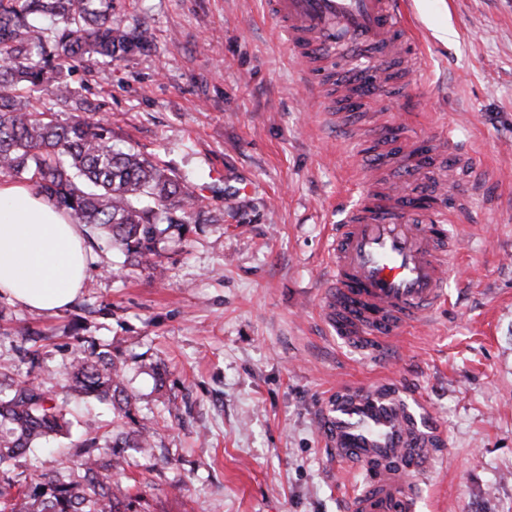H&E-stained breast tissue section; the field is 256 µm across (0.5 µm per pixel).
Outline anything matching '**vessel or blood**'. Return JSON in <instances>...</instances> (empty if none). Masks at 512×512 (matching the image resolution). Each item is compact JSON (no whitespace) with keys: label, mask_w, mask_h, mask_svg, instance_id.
<instances>
[{"label":"vessel or blood","mask_w":512,"mask_h":512,"mask_svg":"<svg viewBox=\"0 0 512 512\" xmlns=\"http://www.w3.org/2000/svg\"><path fill=\"white\" fill-rule=\"evenodd\" d=\"M267 12L301 64L305 85L319 91L321 58L345 40L347 55L376 54L382 64L401 59L414 66L403 0H266ZM364 72L342 68L341 99L364 102ZM375 161L364 175L360 204L337 225L329 245L331 288L324 312L338 336L362 350L379 351L402 328L422 322L447 298L446 211L416 214V202L386 177L389 169L423 167L433 159L448 173L438 184L457 212L467 210L476 183L472 154L452 137L425 142L393 134L373 116L366 130ZM390 380L344 383L318 420L320 434L337 459L365 479L350 500V512H415L410 477L422 473L446 442Z\"/></svg>","instance_id":"obj_1"}]
</instances>
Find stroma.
Listing matches in <instances>:
<instances>
[{
    "label": "stroma",
    "mask_w": 512,
    "mask_h": 512,
    "mask_svg": "<svg viewBox=\"0 0 512 512\" xmlns=\"http://www.w3.org/2000/svg\"><path fill=\"white\" fill-rule=\"evenodd\" d=\"M418 63L385 114L404 137L452 131L480 190L446 230L448 301L378 353L324 319L327 235L361 198L369 107L336 128L299 83L265 0H115L143 51L71 68L73 96L31 109L103 120L119 147L191 181L203 221L159 248L165 278L103 242L73 303L36 313L0 297V362L61 393L79 340L111 344L133 415L158 422L152 457L121 475L150 512H347L361 473L336 459L318 415L342 381L395 380L447 436L416 512H512V0H407ZM39 332L40 363L24 359ZM165 369L156 387L152 363ZM72 438L19 461L59 469L116 429L110 404H73Z\"/></svg>",
    "instance_id": "35a3bbf8"
}]
</instances>
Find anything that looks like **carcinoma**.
I'll return each instance as SVG.
<instances>
[{"label": "carcinoma", "instance_id": "1", "mask_svg": "<svg viewBox=\"0 0 512 512\" xmlns=\"http://www.w3.org/2000/svg\"><path fill=\"white\" fill-rule=\"evenodd\" d=\"M144 45L137 29L112 22V0H0V173L27 175L74 223L118 250L124 265L145 264L161 277L159 239L188 230L199 206L193 185L117 147L99 121L60 124L29 111L34 93L72 97L63 70L90 61L110 67ZM62 377L66 399L58 401L43 384L0 372V512H131L134 502L113 477L129 465L127 450L153 456L151 423L112 432L101 446L95 437L82 441L78 459L53 474L12 470L40 440L71 435L70 399L109 400L118 418L131 417L123 363L109 346L74 350Z\"/></svg>", "mask_w": 512, "mask_h": 512}]
</instances>
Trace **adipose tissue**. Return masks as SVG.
Masks as SVG:
<instances>
[{
    "instance_id": "obj_1",
    "label": "adipose tissue",
    "mask_w": 512,
    "mask_h": 512,
    "mask_svg": "<svg viewBox=\"0 0 512 512\" xmlns=\"http://www.w3.org/2000/svg\"><path fill=\"white\" fill-rule=\"evenodd\" d=\"M93 259L82 225L29 187L0 181V295L52 313L84 287Z\"/></svg>"
}]
</instances>
